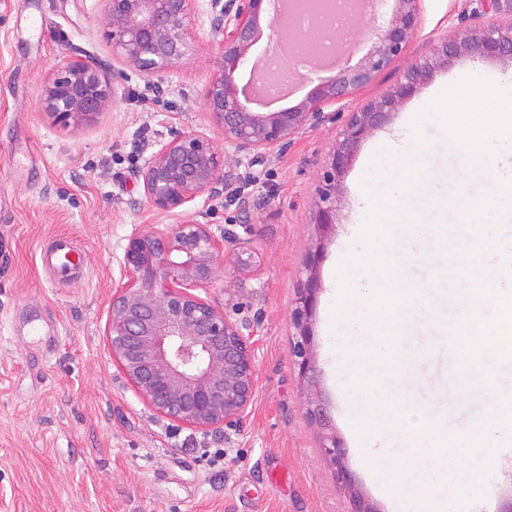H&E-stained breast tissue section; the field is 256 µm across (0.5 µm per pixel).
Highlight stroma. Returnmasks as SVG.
Returning <instances> with one entry per match:
<instances>
[{
    "mask_svg": "<svg viewBox=\"0 0 512 512\" xmlns=\"http://www.w3.org/2000/svg\"><path fill=\"white\" fill-rule=\"evenodd\" d=\"M103 8L102 0H0V512H353L358 497L378 512H394L352 442L330 337L338 260L351 248V228L365 207L358 175L375 146L436 87L476 67L512 80V60L464 56L436 66L356 148L328 235L316 222L318 178L346 113L395 90L444 36L462 37L512 16H474L473 0H424L421 29L405 54L343 101L341 116L303 129L276 156L253 159L236 156L207 111L204 88L219 58L209 0H195L193 47L163 82L127 71L112 108L79 128L61 127L41 110L43 85L67 59L83 53L111 61L98 22ZM188 126L236 160L254 203L248 236L255 270L244 274L225 262L208 297L231 318L253 323L259 384L248 416L218 439L157 418L113 364L105 336L129 237L173 221L143 195L139 173L148 156L140 145ZM420 133L430 143L424 154L429 197L451 195L464 181L484 191L449 152L440 123ZM59 235L85 249L83 279L63 282L43 266V246ZM319 245L310 344L317 373L306 378L291 355L290 315L306 280V256ZM404 247L415 257L403 273L426 286L435 315L418 321L403 346L414 363L405 391L422 410L447 412L453 426H468L486 415L488 397L470 391L452 402L445 397L455 381L445 329L454 286L434 280L441 256L431 243ZM32 317L52 325V344L29 334ZM312 396L342 442L353 485L337 482L336 466L322 452L328 427L308 415ZM204 448L223 449V467L208 466L200 457ZM511 497L512 450L501 457L475 512H499Z\"/></svg>",
    "mask_w": 512,
    "mask_h": 512,
    "instance_id": "1",
    "label": "stroma"
}]
</instances>
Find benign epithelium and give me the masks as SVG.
Returning a JSON list of instances; mask_svg holds the SVG:
<instances>
[{
	"mask_svg": "<svg viewBox=\"0 0 512 512\" xmlns=\"http://www.w3.org/2000/svg\"><path fill=\"white\" fill-rule=\"evenodd\" d=\"M100 24L112 46V60L143 75L162 79L191 50L194 0H104ZM389 16L377 23L379 34L359 63L340 64L336 74L320 82L294 107L260 112L244 95L236 74L246 63L264 21L276 28L269 0H211V30L220 50L217 75L204 98L217 120L224 142L236 154L262 158L283 151L306 127H315L338 112L328 108L360 91L405 52L416 32L423 0H390ZM478 11L512 15V0H478ZM461 55L472 59H512V22L489 24L461 37H444L431 58L412 65L398 87L372 99L342 125L334 152L317 188V224L333 225L339 182L359 143L429 78L438 64ZM116 90L106 64L96 57L66 61L44 84L43 111L65 128L95 121L114 102ZM151 150L140 172L143 195L157 210L174 212L179 221L163 230L149 228L131 236L124 249V281L112 295L105 335L112 361L135 395L157 416L203 434L222 435L241 423L258 386L254 329L227 316L204 294L216 282L224 260L240 269L253 267L249 240L231 229L219 232L192 208L203 195L234 197L244 216L252 211L250 196L235 187V173L202 132L184 128L168 141L146 143ZM321 251L306 263L308 287L298 299L291 321L296 330L291 353L299 372H314L309 354L310 320L317 290L314 272ZM322 448L336 464L346 485L336 435H325Z\"/></svg>",
	"mask_w": 512,
	"mask_h": 512,
	"instance_id": "benign-epithelium-1",
	"label": "benign epithelium"
}]
</instances>
